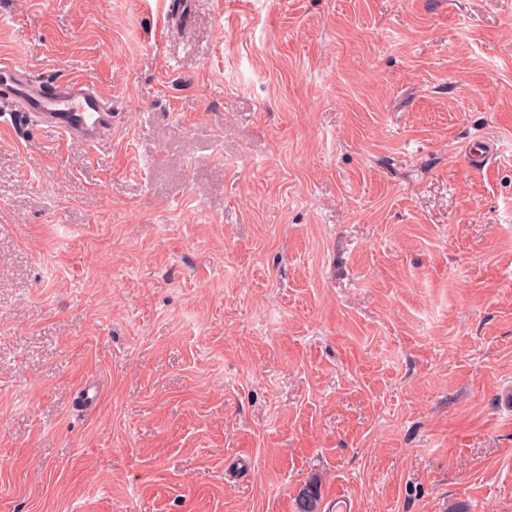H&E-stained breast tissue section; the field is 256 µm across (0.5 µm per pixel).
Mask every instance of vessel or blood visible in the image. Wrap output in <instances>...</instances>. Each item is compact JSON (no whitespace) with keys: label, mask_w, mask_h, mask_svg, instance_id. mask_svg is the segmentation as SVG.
I'll list each match as a JSON object with an SVG mask.
<instances>
[{"label":"vessel or blood","mask_w":512,"mask_h":512,"mask_svg":"<svg viewBox=\"0 0 512 512\" xmlns=\"http://www.w3.org/2000/svg\"><path fill=\"white\" fill-rule=\"evenodd\" d=\"M0 110L21 112L68 143L92 147L112 136V101L78 77L39 80L0 61Z\"/></svg>","instance_id":"obj_1"}]
</instances>
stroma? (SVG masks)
Listing matches in <instances>:
<instances>
[{"label":"stroma","instance_id":"stroma-1","mask_svg":"<svg viewBox=\"0 0 512 512\" xmlns=\"http://www.w3.org/2000/svg\"><path fill=\"white\" fill-rule=\"evenodd\" d=\"M188 2L0 0V512H512V0ZM0 105L2 116L22 112L73 145L93 147L112 138V101L86 79L39 80L1 60ZM319 482L316 477L310 478L295 499L296 512H318Z\"/></svg>","mask_w":512,"mask_h":512}]
</instances>
